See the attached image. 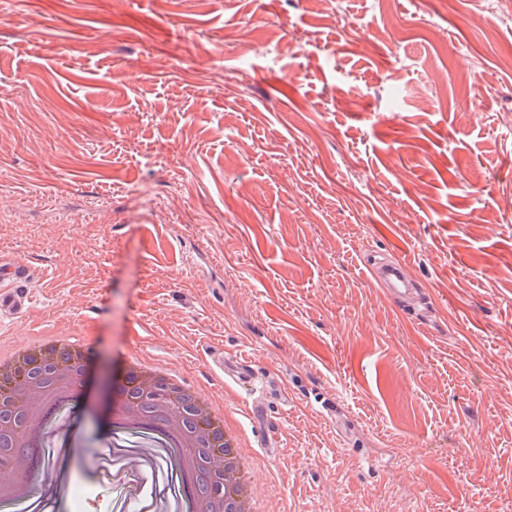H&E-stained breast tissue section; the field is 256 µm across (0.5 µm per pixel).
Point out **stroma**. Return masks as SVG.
<instances>
[{
    "mask_svg": "<svg viewBox=\"0 0 512 512\" xmlns=\"http://www.w3.org/2000/svg\"><path fill=\"white\" fill-rule=\"evenodd\" d=\"M511 58L512 0H0V252L43 273L0 333L90 351L49 512L184 499L115 469L133 354L223 400L268 512H512ZM133 194L177 211L99 223ZM372 275L382 288H387L397 300H402L407 288H405L401 264L394 263L381 266L374 269ZM224 367L225 379L234 382L245 393L251 390L254 382L255 367L251 358L236 353L232 358L224 361V356L220 357Z\"/></svg>",
    "mask_w": 512,
    "mask_h": 512,
    "instance_id": "1",
    "label": "stroma"
}]
</instances>
